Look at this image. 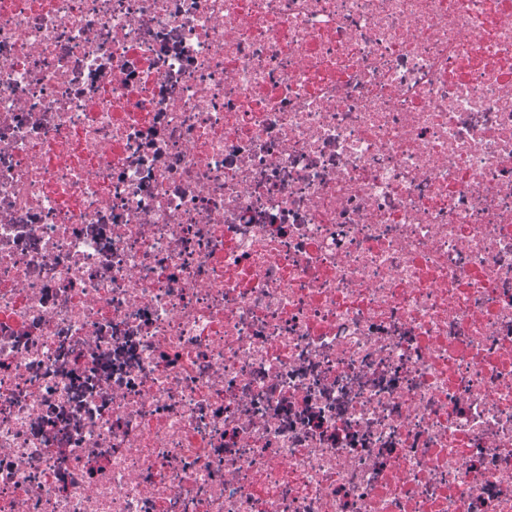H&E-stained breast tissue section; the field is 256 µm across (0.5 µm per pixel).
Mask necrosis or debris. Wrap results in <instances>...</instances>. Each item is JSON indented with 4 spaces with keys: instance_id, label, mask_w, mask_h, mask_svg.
I'll use <instances>...</instances> for the list:
<instances>
[{
    "instance_id": "4bbe7bcc",
    "label": "necrosis or debris",
    "mask_w": 512,
    "mask_h": 512,
    "mask_svg": "<svg viewBox=\"0 0 512 512\" xmlns=\"http://www.w3.org/2000/svg\"><path fill=\"white\" fill-rule=\"evenodd\" d=\"M0 512H512V0H0Z\"/></svg>"
}]
</instances>
